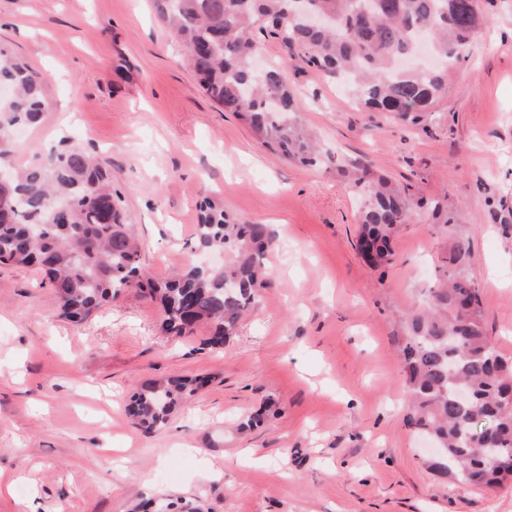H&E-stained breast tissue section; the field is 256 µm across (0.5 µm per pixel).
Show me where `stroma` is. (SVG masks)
Returning a JSON list of instances; mask_svg holds the SVG:
<instances>
[{
	"label": "stroma",
	"instance_id": "obj_1",
	"mask_svg": "<svg viewBox=\"0 0 512 512\" xmlns=\"http://www.w3.org/2000/svg\"><path fill=\"white\" fill-rule=\"evenodd\" d=\"M481 8L467 61L418 125L362 111L305 64L286 70L328 148L458 213L449 233L414 215L376 270L353 245L361 203L335 165L261 146L206 96L150 0H0V44L49 76L13 162L70 142L96 150L156 279L192 259L205 197L277 240L270 286L217 348L204 323L164 332L133 288L73 324L37 266H1L0 512H138L143 499L185 512H512V481L489 491L427 470L404 422L406 322L454 240L470 244L485 328L512 357V0ZM73 94L77 111H63ZM172 376L207 384L143 432L132 393Z\"/></svg>",
	"mask_w": 512,
	"mask_h": 512
}]
</instances>
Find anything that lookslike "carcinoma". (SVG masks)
I'll use <instances>...</instances> for the list:
<instances>
[{
  "mask_svg": "<svg viewBox=\"0 0 512 512\" xmlns=\"http://www.w3.org/2000/svg\"><path fill=\"white\" fill-rule=\"evenodd\" d=\"M304 12L334 19L312 27L287 15V0H153L164 37L185 49L203 91L248 125L279 158L309 167L327 153L296 117L298 93L282 66L254 69L257 38L278 39L299 59L351 88L365 108L421 122L448 89V75L467 60L476 30L486 22L478 0H303ZM46 78L0 47V83L14 88L0 108V164L12 153L14 130L40 122ZM340 172L363 199L358 249L367 263L387 267L393 240L413 208H425L412 185L398 186L353 163ZM66 214H56L60 201ZM121 193L106 162L72 144L40 163L13 171L0 185V265L38 264L59 301L60 316L81 324L104 303L135 287L159 301L163 325L184 334L200 321L214 327L209 346H222L270 283L263 256L275 241L264 224L230 217L208 199L199 203L195 248L227 251L235 260L208 272L188 263L156 280L143 270L140 248L126 223ZM439 224L457 213L435 202ZM471 250L458 239L442 257L429 307L407 323L403 347L410 390L408 423L433 437L443 453L429 460L439 475L493 489L512 473V358L483 323L479 285L469 277ZM193 378L150 382L131 397L140 428L163 426L175 405L194 394ZM468 392L462 403L456 392Z\"/></svg>",
  "mask_w": 512,
  "mask_h": 512,
  "instance_id": "carcinoma-1",
  "label": "carcinoma"
}]
</instances>
